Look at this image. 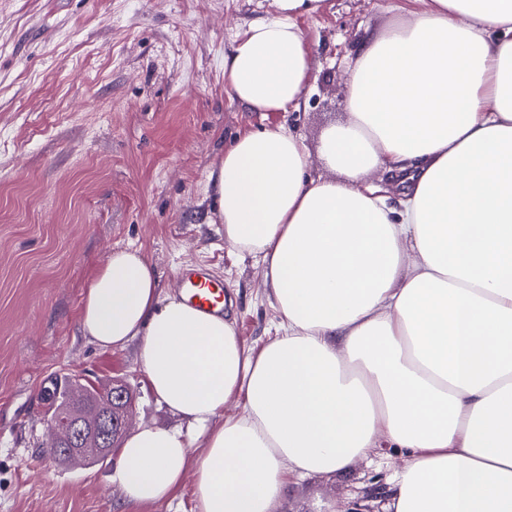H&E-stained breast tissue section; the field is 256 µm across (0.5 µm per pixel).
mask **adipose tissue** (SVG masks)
<instances>
[{
    "label": "adipose tissue",
    "instance_id": "adipose-tissue-1",
    "mask_svg": "<svg viewBox=\"0 0 512 512\" xmlns=\"http://www.w3.org/2000/svg\"><path fill=\"white\" fill-rule=\"evenodd\" d=\"M368 33L347 118L307 174L281 126L241 134L214 176L224 240L261 267L279 316L259 350L233 319L161 294L140 250L88 279L79 329L138 341L150 390L186 430L139 426L112 480L127 502L275 512L290 477L410 453L394 512H512V0H421ZM224 56L253 112L298 106L311 54L297 20L325 0H273ZM374 172L398 181L388 207ZM242 410L228 416L225 405ZM193 510L192 475L188 473L182 482L181 488L173 499L155 505L141 507L136 512H193Z\"/></svg>",
    "mask_w": 512,
    "mask_h": 512
}]
</instances>
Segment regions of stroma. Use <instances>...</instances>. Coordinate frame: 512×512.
<instances>
[{
	"instance_id": "stroma-1",
	"label": "stroma",
	"mask_w": 512,
	"mask_h": 512,
	"mask_svg": "<svg viewBox=\"0 0 512 512\" xmlns=\"http://www.w3.org/2000/svg\"><path fill=\"white\" fill-rule=\"evenodd\" d=\"M327 0L300 18L311 78L298 108L252 112L224 83V54L272 0H0V512H129L111 477L118 454L50 465L40 395L50 378H118L134 389L133 423L183 427L151 393L138 345L103 351L78 314L92 271L138 248L163 293L183 268L224 283L244 346L275 334L260 268L224 241L210 174L242 133L282 125L312 150L344 121L360 40L390 5ZM401 448L348 470L291 478L278 512H388Z\"/></svg>"
}]
</instances>
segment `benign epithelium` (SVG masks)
<instances>
[{
	"label": "benign epithelium",
	"instance_id": "benign-epithelium-1",
	"mask_svg": "<svg viewBox=\"0 0 512 512\" xmlns=\"http://www.w3.org/2000/svg\"><path fill=\"white\" fill-rule=\"evenodd\" d=\"M124 382L110 383L96 401H86L75 395L65 407H48L45 420L49 443L46 453L55 459H81L84 450L95 448L101 455H110L115 442L112 441V423L115 413L121 412L129 419L132 402Z\"/></svg>",
	"mask_w": 512,
	"mask_h": 512
}]
</instances>
